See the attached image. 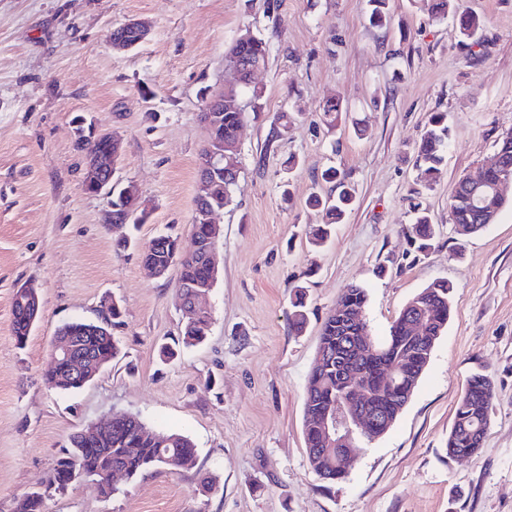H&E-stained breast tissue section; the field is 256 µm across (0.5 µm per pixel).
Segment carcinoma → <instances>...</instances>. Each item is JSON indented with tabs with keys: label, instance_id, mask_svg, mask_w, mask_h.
<instances>
[{
	"label": "carcinoma",
	"instance_id": "carcinoma-1",
	"mask_svg": "<svg viewBox=\"0 0 512 512\" xmlns=\"http://www.w3.org/2000/svg\"><path fill=\"white\" fill-rule=\"evenodd\" d=\"M370 10L369 24L384 28L389 20V0H368ZM428 10L438 18L453 14L458 21L460 45L470 49L472 40L481 30L483 20L473 14L457 12L454 0H428ZM239 56L252 58L253 64L266 65L268 48L262 38L247 45L234 48ZM245 118L243 112L224 109L221 113V126L224 135L211 133L212 143L208 144L204 157H209L214 142L235 138ZM448 147L447 114L436 113L429 119L417 147L416 163L424 180L435 181L440 174L443 153ZM497 149L503 153L501 166L486 174V182L493 183L504 177H512V142L505 145L497 143ZM323 178L336 182L340 191L335 196L322 197L312 195L308 204L322 208L332 220L340 222L352 208L355 200L354 190L345 185L340 172L330 167ZM235 183L229 182L217 174L207 179V186H198V192L207 195V204L226 208L233 204ZM138 199L134 185L129 184L112 194V212L118 214L125 206ZM452 224L467 227L466 233L482 230L477 215L465 207H456L449 203ZM198 248L179 260L174 256L179 251L178 239L167 234L166 247L142 252V260L158 270L175 267L179 270L176 292L191 294V287L204 283L207 276L203 249L209 247L208 236L202 229L196 231ZM411 245L417 252L430 248L433 236L429 217L417 213L415 223L409 232ZM453 287L445 280L436 281L419 291L423 296L422 331L416 333L411 327L412 319L399 313L394 320L389 336L382 343L370 340L375 353L369 355L363 363L362 381L371 388L375 400L390 420L397 419L406 402L404 392L416 387L428 362L421 355L422 342L443 333L450 315V294ZM367 301L365 289L359 286L346 288L340 297V304L354 310H362ZM291 326L295 334L302 333L306 325V291L296 286L291 296ZM121 309L112 302V312L101 323L74 320L68 322L56 332V338H68L77 342L80 350L86 354L113 359L118 354V345L112 336V326L120 323ZM24 314L13 308V334L18 345L26 344L29 333L23 324ZM336 314H330L325 320L320 343L326 346L336 345L338 336ZM208 319L197 314L184 320L182 343L189 347L202 342ZM45 384L62 390L79 389L85 385L80 375L72 372L71 363L60 360L53 363L44 373ZM494 399V385L487 374L473 376L460 398L452 428L448 433V455L460 453L473 455L482 446L483 438L490 421V410ZM338 390L336 388V370L315 368L311 371L304 403L303 433L312 469L324 480L335 483L347 477L336 462V454L321 451L323 447L318 429L319 419L327 412L336 411ZM195 448L188 437L177 432L149 431L137 417H124L112 423V432L105 438L85 437L77 432L68 438V445L53 467L51 484L58 490H64L75 478H89L95 482L99 492L108 497L112 495V470L118 468L128 478H135L144 471L155 467H168L175 470H188L195 464Z\"/></svg>",
	"mask_w": 512,
	"mask_h": 512
}]
</instances>
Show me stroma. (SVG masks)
<instances>
[{
    "label": "stroma",
    "mask_w": 512,
    "mask_h": 512,
    "mask_svg": "<svg viewBox=\"0 0 512 512\" xmlns=\"http://www.w3.org/2000/svg\"><path fill=\"white\" fill-rule=\"evenodd\" d=\"M0 0V512L27 492L43 512H512V198L495 224L462 239L450 222L454 185L478 177L512 127V0H461L484 18L473 49L453 19L424 0H390L389 27L369 24L367 0ZM149 22L135 49L113 51L110 31ZM252 31L268 45L255 76L262 109L240 132V174L223 226L218 280L202 302L204 343L171 361L181 332L179 273L152 276L141 248L163 231L193 241L202 96L232 72L226 55ZM339 100L335 122L322 104ZM287 132L269 143L273 116ZM448 115L441 174L423 180L416 147L432 113ZM120 141L118 178L149 210L120 246L111 198L82 188L86 153L74 120ZM330 166L356 190L354 209L320 246L328 224L311 193ZM434 224L431 249L410 255L415 205ZM454 286L452 312L418 385L391 429L346 479L309 465L303 435L308 376L322 324L343 290L367 292L370 335L384 341L404 305L436 280ZM33 283L42 313L24 347L12 333L17 287ZM308 289L307 324L288 320L295 285ZM119 356L84 387H47L63 323L100 320ZM490 375L494 400L478 453L447 454L471 376ZM194 443L188 471L116 477L104 497L85 479L67 490L49 476L69 435L115 415ZM212 488H204V480Z\"/></svg>",
    "instance_id": "obj_1"
}]
</instances>
